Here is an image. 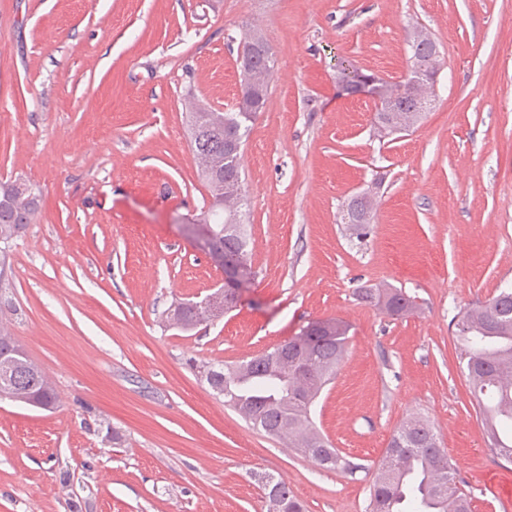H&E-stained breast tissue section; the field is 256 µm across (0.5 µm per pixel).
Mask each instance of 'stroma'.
I'll use <instances>...</instances> for the list:
<instances>
[{
	"mask_svg": "<svg viewBox=\"0 0 512 512\" xmlns=\"http://www.w3.org/2000/svg\"><path fill=\"white\" fill-rule=\"evenodd\" d=\"M420 28L440 50L433 107L381 135L340 64L398 87ZM249 29L278 76L241 160L255 275L182 331L167 312L222 279L186 224L209 202L189 106L230 108ZM18 178L40 207L0 303L59 403L0 399V512H268V478L305 512H366L412 415L473 512H512L454 337L461 309L512 288V0H0V181ZM356 195L373 202L361 239ZM379 284L415 310L362 299ZM324 319L347 324V353L312 418L351 473L253 428L197 370Z\"/></svg>",
	"mask_w": 512,
	"mask_h": 512,
	"instance_id": "stroma-1",
	"label": "stroma"
}]
</instances>
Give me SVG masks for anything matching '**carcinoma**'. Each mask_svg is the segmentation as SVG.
Returning a JSON list of instances; mask_svg holds the SVG:
<instances>
[{
  "mask_svg": "<svg viewBox=\"0 0 512 512\" xmlns=\"http://www.w3.org/2000/svg\"><path fill=\"white\" fill-rule=\"evenodd\" d=\"M251 48L249 62L239 63L241 91L227 112L191 108V149L210 196L209 208L200 221L210 225L218 242L230 254L251 255L245 230L247 199L241 176V152L232 142L244 143L250 123L263 111L268 77L275 60L263 36L252 32L244 38ZM412 68L430 81L440 69L434 44L426 35L412 41ZM342 85L357 92L359 69L347 64L339 71ZM418 106L404 97L382 102L375 113L380 130H408L422 119ZM38 195L32 186L19 189L15 182L0 184V243L10 244L24 234L38 211ZM355 224L362 235L373 209L368 198L351 199ZM363 298L400 315L413 301L401 290L385 286L366 288ZM224 314V306L180 302L168 319L191 330ZM286 341L288 354L277 346L259 356L233 364L210 365L203 370L216 395L233 407L254 428L288 439V447L305 456H320V465L331 470L352 469L341 453L317 430L311 407L335 376L347 349L348 326L340 320L317 321ZM464 373L475 399L486 444L496 455L512 463V289L504 288L488 303L461 311L455 320ZM0 396L51 408L57 394L41 368L9 329L0 328ZM269 512H304L300 501L280 480L265 485ZM369 512H471L470 495L457 486L455 474L436 431L418 416L406 418L395 430L370 488Z\"/></svg>",
  "mask_w": 512,
  "mask_h": 512,
  "instance_id": "cac0c4a2",
  "label": "carcinoma"
}]
</instances>
